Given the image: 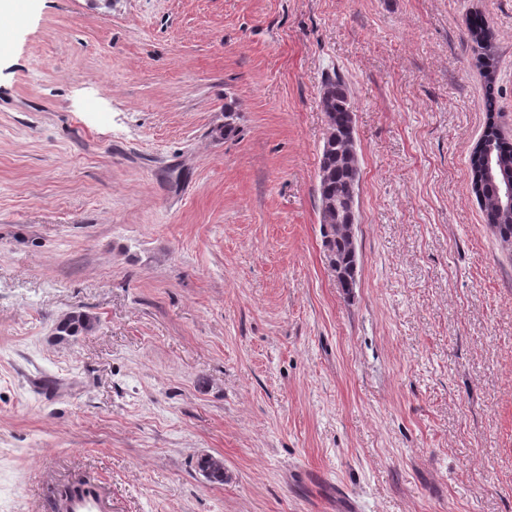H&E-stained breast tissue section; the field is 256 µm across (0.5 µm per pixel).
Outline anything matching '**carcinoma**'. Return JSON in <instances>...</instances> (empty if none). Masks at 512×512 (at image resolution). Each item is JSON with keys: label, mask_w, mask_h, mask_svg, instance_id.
I'll return each mask as SVG.
<instances>
[{"label": "carcinoma", "mask_w": 512, "mask_h": 512, "mask_svg": "<svg viewBox=\"0 0 512 512\" xmlns=\"http://www.w3.org/2000/svg\"><path fill=\"white\" fill-rule=\"evenodd\" d=\"M471 40L480 50L479 61L488 80H493L498 60L492 43L488 19L475 15L469 24ZM487 122L481 139L470 159L471 188L483 206L486 224L499 240L512 246V219L498 216L496 187L483 180L482 166L486 154L504 165H512V141L506 138L495 121L493 92L487 96ZM321 106L327 124L319 172L318 194L339 204L334 210L320 209L321 237L331 264L339 266L340 287L348 292L356 287L359 255L351 226L357 224V200L360 162L355 148L353 106L343 79L335 74L323 82ZM92 319L82 313L62 319L56 331L60 337H74L92 329Z\"/></svg>", "instance_id": "cac0c4a2"}]
</instances>
